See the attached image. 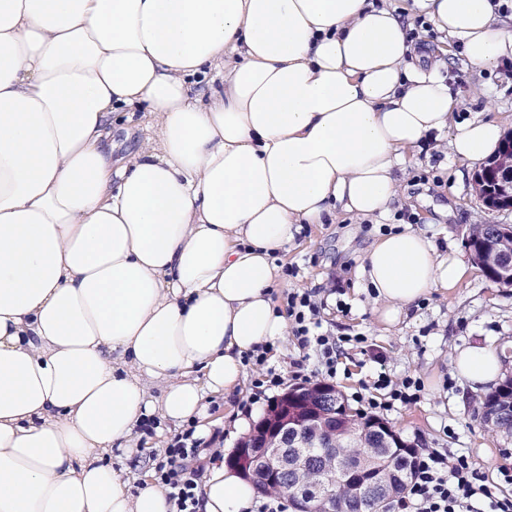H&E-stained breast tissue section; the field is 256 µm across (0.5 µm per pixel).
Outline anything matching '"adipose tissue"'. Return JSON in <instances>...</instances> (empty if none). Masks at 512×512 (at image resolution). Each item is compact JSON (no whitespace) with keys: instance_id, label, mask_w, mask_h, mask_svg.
<instances>
[{"instance_id":"obj_1","label":"adipose tissue","mask_w":512,"mask_h":512,"mask_svg":"<svg viewBox=\"0 0 512 512\" xmlns=\"http://www.w3.org/2000/svg\"><path fill=\"white\" fill-rule=\"evenodd\" d=\"M414 7L471 66L512 56L496 0ZM408 26L377 0H0V512H170L103 456L145 418L206 434L209 398L288 333L278 252L333 209L389 214L426 136L471 165L497 151V123L453 120L446 60L409 61ZM134 106L146 136L113 162ZM361 272L392 326L467 268L407 227ZM454 370L483 391L503 364L474 345ZM197 496L257 504L222 465Z\"/></svg>"}]
</instances>
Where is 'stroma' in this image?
<instances>
[{"label": "stroma", "instance_id": "1", "mask_svg": "<svg viewBox=\"0 0 512 512\" xmlns=\"http://www.w3.org/2000/svg\"><path fill=\"white\" fill-rule=\"evenodd\" d=\"M450 75L457 101L455 119L478 114L512 129L511 58L501 59L490 69L470 67L457 58ZM475 174V168L456 160L442 167L437 159L417 154L405 171L399 199L381 223L356 224L337 209L325 223L304 225L281 254L280 265L287 274L274 288L273 297L283 306L290 292L314 291L323 331L367 336V348L342 345L332 379L352 409L364 411L356 393L363 390L374 395L378 369H385L395 380L407 375L421 378L425 389L420 399L381 413V420L418 447L470 455L494 483L500 469L512 470V435L491 431L482 423L477 413L479 395L455 374L454 359L461 348L490 344L512 370V286L492 282L474 267L456 288L431 292L401 323L387 326L373 312L369 291L359 276L372 243L399 225L426 231L439 246H453L464 258L472 225L512 224V210L489 211L476 196ZM375 349L382 352L383 364L373 362ZM266 370L282 376L284 385L268 390L264 399L253 400V382ZM323 380L313 352L301 347L294 335L285 336L267 351L264 365L247 367L233 397L211 399L206 425L214 437L212 450L232 455L244 436L233 426L243 409L264 415L283 388ZM178 432L170 424L162 434H149V447L114 460V467L127 468L135 480L152 474L154 459L163 457Z\"/></svg>", "mask_w": 512, "mask_h": 512}]
</instances>
